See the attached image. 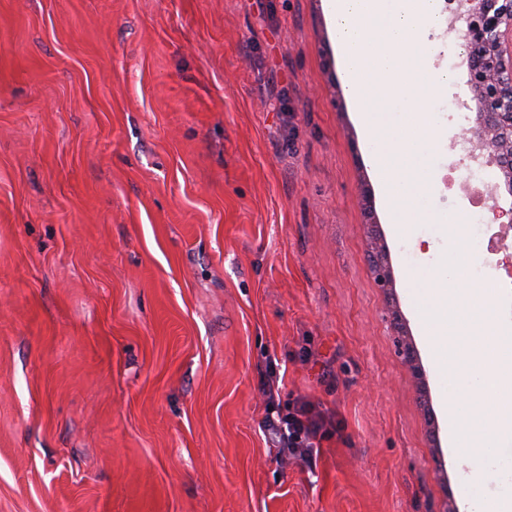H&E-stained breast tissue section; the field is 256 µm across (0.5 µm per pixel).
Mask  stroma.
Listing matches in <instances>:
<instances>
[{"label":"stroma","mask_w":512,"mask_h":512,"mask_svg":"<svg viewBox=\"0 0 512 512\" xmlns=\"http://www.w3.org/2000/svg\"><path fill=\"white\" fill-rule=\"evenodd\" d=\"M328 5L0 0V512H512V425L457 459L417 309L473 262L461 127L417 130L429 221L395 231ZM273 364L335 414L314 469L264 441ZM368 260L377 285L389 296H394L395 276L389 250L380 230H372L366 243ZM390 314L391 323L394 325L397 335L401 336L399 345L405 364L421 383H425L424 369L420 363L418 352L411 339L407 337L409 334L407 333L406 322L397 304L390 309Z\"/></svg>","instance_id":"stroma-1"}]
</instances>
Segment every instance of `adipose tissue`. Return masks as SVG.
<instances>
[{"label":"adipose tissue","mask_w":512,"mask_h":512,"mask_svg":"<svg viewBox=\"0 0 512 512\" xmlns=\"http://www.w3.org/2000/svg\"><path fill=\"white\" fill-rule=\"evenodd\" d=\"M472 290L459 279L440 275L425 288L419 312L425 324V339L435 358L448 373L459 372L463 355L495 345L496 323L491 316L492 301L472 302ZM451 447L466 461L480 456L490 426L472 419L459 409L457 401L444 405Z\"/></svg>","instance_id":"ef3b65f1"}]
</instances>
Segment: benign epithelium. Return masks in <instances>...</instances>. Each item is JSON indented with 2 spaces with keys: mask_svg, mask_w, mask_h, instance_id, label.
Instances as JSON below:
<instances>
[{
  "mask_svg": "<svg viewBox=\"0 0 512 512\" xmlns=\"http://www.w3.org/2000/svg\"><path fill=\"white\" fill-rule=\"evenodd\" d=\"M463 49L473 124L461 133L470 155H480L497 172L492 192L512 194V0H455L448 22ZM377 285L392 296L395 276L389 250L380 231H371L366 243ZM391 323L409 370L424 380L416 347L408 338L398 306L390 309Z\"/></svg>",
  "mask_w": 512,
  "mask_h": 512,
  "instance_id": "obj_1",
  "label": "benign epithelium"
}]
</instances>
